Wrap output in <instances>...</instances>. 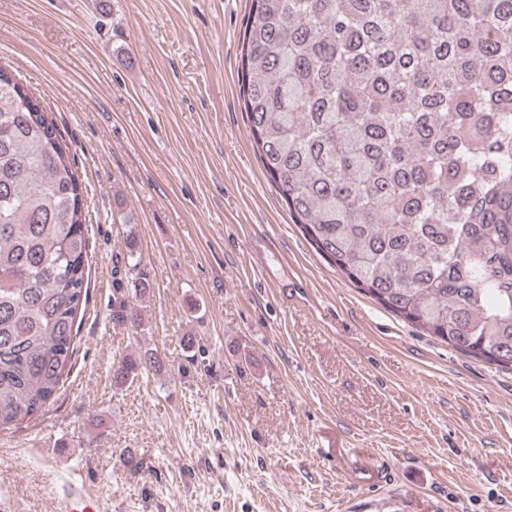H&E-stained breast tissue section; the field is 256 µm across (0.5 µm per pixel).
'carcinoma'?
Here are the masks:
<instances>
[{
	"label": "carcinoma",
	"mask_w": 512,
	"mask_h": 512,
	"mask_svg": "<svg viewBox=\"0 0 512 512\" xmlns=\"http://www.w3.org/2000/svg\"><path fill=\"white\" fill-rule=\"evenodd\" d=\"M244 110L314 249L462 354L512 365V0H251ZM82 187L0 70V429L45 409L87 302ZM126 286L146 291L142 254ZM137 333L140 311L120 302ZM162 369L148 349L116 384Z\"/></svg>",
	"instance_id": "carcinoma-1"
}]
</instances>
